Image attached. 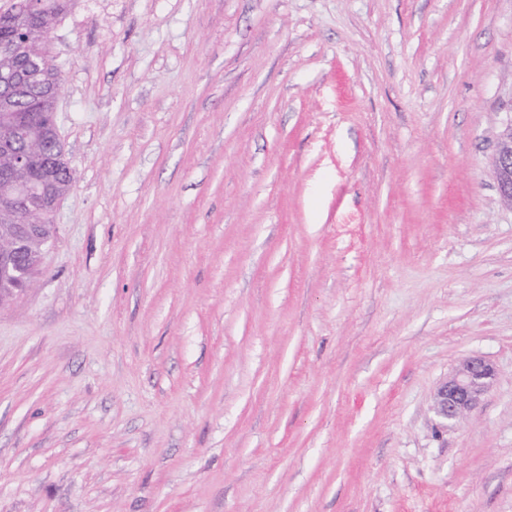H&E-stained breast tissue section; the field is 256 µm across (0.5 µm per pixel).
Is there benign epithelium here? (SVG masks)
<instances>
[{"instance_id":"obj_1","label":"benign epithelium","mask_w":512,"mask_h":512,"mask_svg":"<svg viewBox=\"0 0 512 512\" xmlns=\"http://www.w3.org/2000/svg\"><path fill=\"white\" fill-rule=\"evenodd\" d=\"M6 153L12 157L11 166L0 171L6 181L13 182L18 171L27 172L29 180L21 194L37 196L43 209L55 214L69 189L60 188L56 164L48 162L39 170H33L34 161L42 153L41 142L29 141L26 148L8 149ZM492 170L500 197L512 207V119L498 135ZM8 240L9 246L0 250V261L4 262L7 275L18 283L20 290L26 291L34 284V270L40 266L51 238L47 236L44 224H18ZM496 377V367L486 357L470 355L462 358L433 393L431 411L434 418L443 427L456 426L481 404Z\"/></svg>"}]
</instances>
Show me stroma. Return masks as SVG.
Here are the masks:
<instances>
[{
    "label": "stroma",
    "instance_id": "stroma-1",
    "mask_svg": "<svg viewBox=\"0 0 512 512\" xmlns=\"http://www.w3.org/2000/svg\"><path fill=\"white\" fill-rule=\"evenodd\" d=\"M49 45L0 512H512V0H74ZM492 170L500 197L512 208V118L498 135ZM26 146L22 150L6 149L5 154L11 155L12 164L2 170L6 177L4 181L12 183L16 172L26 171L29 180L21 195H36L43 209L53 218L70 187L60 188L57 164L53 162L46 163L38 171L33 170L34 161L42 153L40 140L28 141ZM52 218L47 217L44 224H15L13 235L7 238L9 246L0 250V260L4 262L7 275L20 286L19 291H26L34 284V270L40 266L44 249L52 241L46 234V224L50 233L55 235L56 232ZM497 377L494 364L484 356L462 358L437 385L431 404L434 418L443 427H455L477 408Z\"/></svg>",
    "mask_w": 512,
    "mask_h": 512
}]
</instances>
